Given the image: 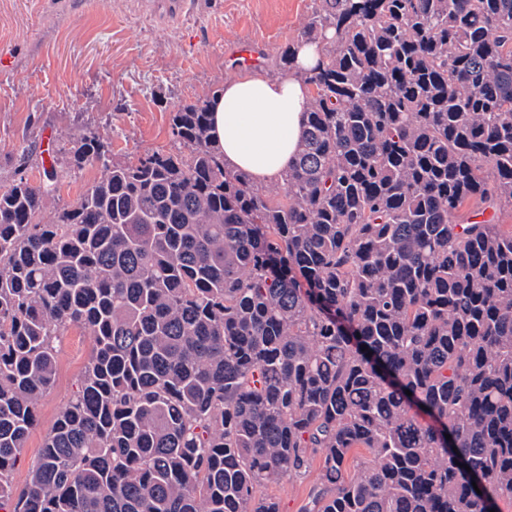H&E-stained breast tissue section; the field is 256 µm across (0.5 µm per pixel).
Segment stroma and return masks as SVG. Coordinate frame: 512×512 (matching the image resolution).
Returning <instances> with one entry per match:
<instances>
[{"instance_id": "35a3bbf8", "label": "stroma", "mask_w": 512, "mask_h": 512, "mask_svg": "<svg viewBox=\"0 0 512 512\" xmlns=\"http://www.w3.org/2000/svg\"><path fill=\"white\" fill-rule=\"evenodd\" d=\"M313 0H197L179 18L153 0H0V185L15 170L31 182L55 155L66 164L77 135L107 137L112 155L127 160L173 145L169 113L238 78L233 45L268 44L276 54L297 36ZM103 175L75 169L59 182L41 215L51 220ZM93 338L72 327L57 341L58 371L37 402L13 480L24 489L54 421L72 399Z\"/></svg>"}]
</instances>
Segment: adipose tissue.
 Here are the masks:
<instances>
[{"mask_svg":"<svg viewBox=\"0 0 512 512\" xmlns=\"http://www.w3.org/2000/svg\"><path fill=\"white\" fill-rule=\"evenodd\" d=\"M308 89L295 76L252 74L225 83L210 103L211 135L226 167L254 181L282 180L299 144Z\"/></svg>","mask_w":512,"mask_h":512,"instance_id":"1","label":"adipose tissue"}]
</instances>
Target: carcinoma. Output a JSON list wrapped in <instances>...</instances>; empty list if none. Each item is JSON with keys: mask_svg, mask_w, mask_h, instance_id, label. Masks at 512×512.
<instances>
[{"mask_svg": "<svg viewBox=\"0 0 512 512\" xmlns=\"http://www.w3.org/2000/svg\"><path fill=\"white\" fill-rule=\"evenodd\" d=\"M314 2L275 57L321 53L281 184L224 166L199 98L169 150L83 133L105 175L49 222L56 164L0 187V510L281 512L259 489L315 461L303 512L512 502V0ZM56 345L58 371L55 384L37 401L38 422L28 436L13 473L14 485L18 491L25 488L29 469L36 461L47 433L77 390L93 345V337L84 329L71 327L63 336H59Z\"/></svg>", "mask_w": 512, "mask_h": 512, "instance_id": "obj_1", "label": "carcinoma"}]
</instances>
